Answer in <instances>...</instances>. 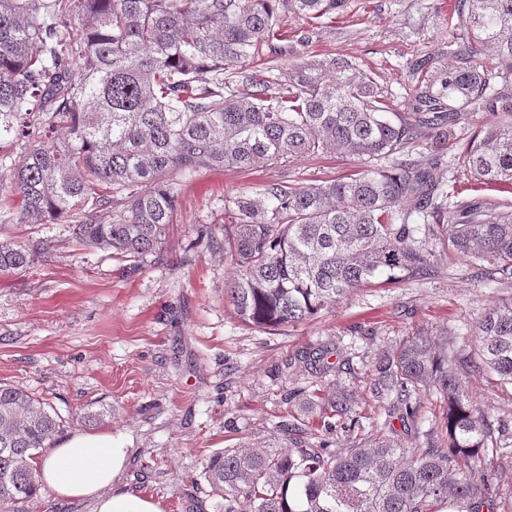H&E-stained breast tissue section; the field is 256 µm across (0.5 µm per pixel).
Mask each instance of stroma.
<instances>
[{
  "label": "stroma",
  "instance_id": "35a3bbf8",
  "mask_svg": "<svg viewBox=\"0 0 512 512\" xmlns=\"http://www.w3.org/2000/svg\"><path fill=\"white\" fill-rule=\"evenodd\" d=\"M454 0H347L317 21L282 14L288 39L281 69L334 53L374 73L400 115L411 112L417 65L453 64L446 18ZM491 112H463L449 143L426 137L415 159L440 154L439 181L455 177V200L512 204V192L475 184L459 147L493 124ZM362 164L333 153L247 171L200 168L176 174L177 208L162 245L136 259L75 243L67 219L25 224L9 188L0 189V232L25 243L49 242L31 268L0 279V384L18 385L66 421L65 435L112 432L130 450L121 490L159 500L164 512H215L201 472L216 452L238 446L291 447L286 423L306 442L345 448L384 433V404L373 388L383 353L425 333L472 335L512 283L485 282L464 262L433 279L396 280L356 289L308 322L276 328L237 316L225 290L237 265L224 248V226L242 194L286 182L343 178ZM329 350L324 374L291 365L305 351ZM348 390L361 429L326 433L320 408L302 410L304 393ZM465 389L490 419L512 427V388L473 375Z\"/></svg>",
  "mask_w": 512,
  "mask_h": 512
}]
</instances>
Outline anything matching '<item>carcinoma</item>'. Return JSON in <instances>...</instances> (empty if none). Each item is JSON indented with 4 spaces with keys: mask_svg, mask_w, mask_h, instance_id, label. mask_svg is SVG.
<instances>
[{
    "mask_svg": "<svg viewBox=\"0 0 512 512\" xmlns=\"http://www.w3.org/2000/svg\"><path fill=\"white\" fill-rule=\"evenodd\" d=\"M63 2L0 0V135L66 132L63 145L30 150L10 176L22 222L70 217L78 243L138 258L166 236L175 173L396 155L391 171L273 183L237 198L224 244L238 267L226 289L238 317L302 323L378 280L430 279L443 253L484 263L485 281L512 280V210L460 201L450 224L448 192L432 173L438 159L406 158L421 136L451 138L469 107L495 112L499 124L462 148V163L478 184L512 189V0H455V64L438 76L421 68L413 112L397 122L376 76L344 55L286 72L272 59L234 80V68L263 50L281 51L272 43L281 13L317 20L345 0H76L77 30ZM46 249L0 238V277ZM327 358L310 351L297 361L324 373ZM488 372L512 385V297L486 310L471 344L419 333L381 359L376 395L414 443L393 430L339 451L304 441L226 448L202 471L218 512H237L242 500L254 512H496L488 461L506 424H492L461 382ZM425 398L444 403V432L424 427ZM326 401V429L336 416L360 426L350 395L335 390ZM62 430L45 402L0 385V512L36 495L31 460Z\"/></svg>",
    "mask_w": 512,
    "mask_h": 512,
    "instance_id": "carcinoma-1",
    "label": "carcinoma"
}]
</instances>
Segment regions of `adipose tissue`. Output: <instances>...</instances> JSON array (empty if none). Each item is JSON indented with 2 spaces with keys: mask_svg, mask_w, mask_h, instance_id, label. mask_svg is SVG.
Returning a JSON list of instances; mask_svg holds the SVG:
<instances>
[{
  "mask_svg": "<svg viewBox=\"0 0 512 512\" xmlns=\"http://www.w3.org/2000/svg\"><path fill=\"white\" fill-rule=\"evenodd\" d=\"M130 459L122 437L77 434L54 442L34 463L39 487L59 499H88L95 512H163L160 502L115 489Z\"/></svg>",
  "mask_w": 512,
  "mask_h": 512,
  "instance_id": "1",
  "label": "adipose tissue"
}]
</instances>
